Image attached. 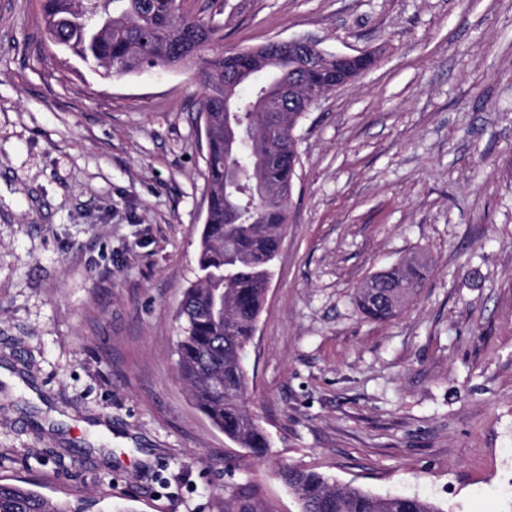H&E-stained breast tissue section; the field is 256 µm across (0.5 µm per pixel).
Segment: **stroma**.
I'll list each match as a JSON object with an SVG mask.
<instances>
[{
    "label": "stroma",
    "instance_id": "1",
    "mask_svg": "<svg viewBox=\"0 0 512 512\" xmlns=\"http://www.w3.org/2000/svg\"><path fill=\"white\" fill-rule=\"evenodd\" d=\"M227 0L202 58L310 37L373 65L294 131L300 165L245 355L263 459L173 353L207 208L196 69L104 78L0 0V481L75 512H299L318 471L512 512V0ZM413 255L397 318L356 291ZM430 273L428 262L418 256H413L398 264L389 274L387 286L392 283L420 285L426 282Z\"/></svg>",
    "mask_w": 512,
    "mask_h": 512
}]
</instances>
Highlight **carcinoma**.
Segmentation results:
<instances>
[{
	"label": "carcinoma",
	"instance_id": "cac0c4a2",
	"mask_svg": "<svg viewBox=\"0 0 512 512\" xmlns=\"http://www.w3.org/2000/svg\"><path fill=\"white\" fill-rule=\"evenodd\" d=\"M46 41L72 52L107 76L129 74L144 65L188 66L197 50L220 31L213 20L185 17L177 0H38ZM373 57L331 59L300 68L262 46L220 53L204 61V93L199 114L207 129L209 186L197 279L183 292L174 354L179 380L193 404L224 435L263 458L271 442L248 405L249 378L244 353L253 339L272 276V264L288 224L287 191L299 156L289 128L303 86L332 90L367 70ZM251 85L244 101L239 89ZM428 262L413 256L398 264L388 283L420 285ZM365 318L386 321L357 291ZM278 475L297 498L301 512H443L417 496L382 497L341 487L329 477L295 467ZM0 512H70L42 494L0 483Z\"/></svg>",
	"mask_w": 512,
	"mask_h": 512
}]
</instances>
